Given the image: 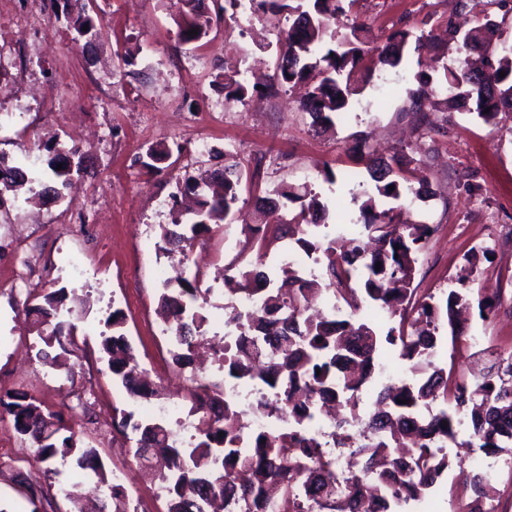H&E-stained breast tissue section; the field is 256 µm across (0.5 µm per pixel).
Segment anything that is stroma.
I'll return each mask as SVG.
<instances>
[{
	"instance_id": "35a3bbf8",
	"label": "stroma",
	"mask_w": 512,
	"mask_h": 512,
	"mask_svg": "<svg viewBox=\"0 0 512 512\" xmlns=\"http://www.w3.org/2000/svg\"><path fill=\"white\" fill-rule=\"evenodd\" d=\"M360 9L371 41L383 42L399 29L432 31L440 39L411 54L406 68L373 80L347 114L320 131L297 108L302 88L276 84L240 102L225 98V72L273 74L288 27L284 12L235 10L199 47L179 39L174 0H91L88 14L98 34L86 44L73 42L64 0H44L47 37L20 18L0 27L1 68L23 69L28 79L47 84L60 80L79 94L77 110L64 117L47 116L31 101L21 113L1 106L0 157L34 167L46 185L54 182L50 157L72 151L80 162L63 198L30 202L0 193V397L24 393L62 412L84 444L98 449L107 470H124L131 512L166 509L152 498L135 440L117 428L119 410L141 419L151 416L152 405L128 400L113 382L100 358V334L108 314L122 310L139 363L161 362L156 383L165 390L164 403L189 408L190 369L178 368L170 344L150 331L162 292L154 268L176 261L156 237L170 221L158 203L176 193L178 180L223 166L224 152L260 169L241 186L238 225L261 223L256 203L279 183L305 184L329 210L323 232L331 238L339 225L360 220L352 197L369 180L355 162L361 145L426 176L429 195L401 203L402 222L432 228L416 265L415 296H441L469 251L483 249L476 285L503 289L505 299L487 320L471 310L466 333L512 349V111L486 124L451 105L431 113L428 128L401 114L415 74L442 69L456 55L455 44L442 38L448 18L462 22L469 14L460 0H361ZM161 143L183 151L146 172L147 150ZM329 170L335 182L326 181ZM184 252L212 260L198 277L199 303L207 336L223 335L224 289L213 282L218 266L228 262L223 231L200 234ZM24 281L41 294L64 289L66 306L79 309L80 350L62 356L58 366L38 355L41 343L25 316L33 302L20 288ZM20 473L45 490L41 512H72L63 488L77 482L87 494L96 486L95 475L73 459L36 465L32 448L9 418L0 417V512H31V486L16 482Z\"/></svg>"
}]
</instances>
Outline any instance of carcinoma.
Listing matches in <instances>:
<instances>
[{
	"instance_id": "carcinoma-1",
	"label": "carcinoma",
	"mask_w": 512,
	"mask_h": 512,
	"mask_svg": "<svg viewBox=\"0 0 512 512\" xmlns=\"http://www.w3.org/2000/svg\"><path fill=\"white\" fill-rule=\"evenodd\" d=\"M177 0L175 22L181 41H199L213 25L220 23L227 8L237 0ZM358 0H252L253 13L288 10V27L273 80L280 85L308 81L310 88L299 110L309 115L312 126L333 124L348 112L355 96L361 94L375 73L404 68L406 47L411 33L394 32L382 48L370 46L368 28L359 14L352 13ZM72 28L79 37L95 30L87 15L86 0H64ZM346 17L345 32L330 29L328 17ZM195 29L198 34L191 35ZM448 41L464 53L479 52L483 65L474 68L469 59L459 57L444 67L439 80L426 73L414 75L417 87L410 92L409 106L420 124L428 123L427 113L438 105L454 104L484 122L494 120L498 112L512 109V42L502 38L496 22L483 16L476 26L462 30L453 20L445 29ZM506 73L500 77V73ZM256 77L250 81L241 73L224 75L228 98L242 99L249 91L267 86ZM371 185L359 204L362 223L358 234L366 236L364 245L352 241L320 238L308 231V224L320 227L316 215L325 210L312 189L294 187L286 182L274 194L300 204L295 223L273 229V238L290 235L296 250L305 254L322 252L325 267L320 278L308 279L290 265L277 270L288 279V287L265 290L261 306L240 322L234 305L225 323L241 329L243 346L224 350V374L253 382L257 379L278 391L277 398L259 404L262 412L276 413L288 419V428L273 432H255L252 448L244 453L236 447L243 427L237 410L222 398L210 394L207 385H198L192 394L191 413L197 415V433L193 441L179 444L163 420L137 419L132 412L120 411V432L140 434L136 458L152 463L166 489V512H207L211 499L220 497L232 512H268L270 498L278 493L281 512H312L317 504L329 512H397L400 505L423 503L429 490L448 471V456L436 448L456 439V417L464 414L470 423V443L478 445L489 457L498 456L512 446V351L495 355L493 363L474 382L453 380L437 365L434 355L444 342L466 339L462 331V312L477 301L481 318L488 317L501 303L499 292L478 293L471 289L451 288L440 298L430 295L412 307L417 314L410 333L405 331L406 317L399 326L377 330L364 314V306L397 313L411 293L417 255L431 233L428 224H406L392 228L395 208L389 201L408 195L423 196L425 179L393 167L370 153L360 156ZM63 169L56 170L58 164ZM57 186H46L61 196L72 188L78 164L67 154H59L48 163ZM245 166L230 153L224 154V166L213 175L221 192L208 193L199 183L185 181L184 191L196 196V208L185 214L172 212L171 223L160 225L161 239L172 252L195 236L218 228L233 213L239 200ZM418 180L419 187L412 185ZM33 179L19 167H10L0 159V185L14 194L38 195ZM198 275L182 269L164 283L160 305L172 324V359L178 366L190 364L193 341L205 335L206 318L198 311ZM322 292L332 295L349 308L347 315L334 317L324 312L310 314L307 304ZM64 293L48 292L42 302L30 309L35 315L31 330L44 348L38 356L47 358L58 346L69 352L76 344V325L63 320ZM124 319L114 310L105 320L100 351L107 359L115 382L129 398L156 395L144 386L133 349L124 329ZM394 348L409 362L411 376L398 383L381 386L378 410L368 418L361 415L363 387L375 382L371 365L378 353ZM336 402L349 416L365 419L362 434L350 437L339 430L336 442L355 449L359 456L357 471L337 476L333 461L323 444L309 435L303 424L314 416V401ZM0 414L6 415L15 431L42 463L56 458L76 457L77 466L89 469L110 490L113 512H128L123 486L108 483L97 449L78 445L76 431L58 438L66 429L63 416L42 407L35 398L17 394L6 402L0 398ZM465 480L475 494L470 512H480L488 477L468 473Z\"/></svg>"
}]
</instances>
